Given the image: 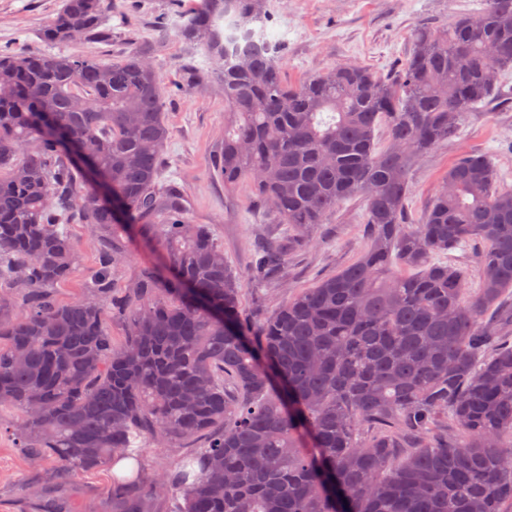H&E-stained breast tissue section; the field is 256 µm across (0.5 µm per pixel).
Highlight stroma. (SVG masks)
<instances>
[{"label": "stroma", "instance_id": "35a3bbf8", "mask_svg": "<svg viewBox=\"0 0 512 512\" xmlns=\"http://www.w3.org/2000/svg\"><path fill=\"white\" fill-rule=\"evenodd\" d=\"M487 4L488 0H267L269 30L283 47L284 76L290 81L354 63L389 75L411 49L413 26L441 28L459 14L475 18ZM62 5L63 0H0V46L51 52L42 30ZM189 6V0H114L104 22L111 41L78 40L68 49L107 62L123 48H149L150 61L170 92L165 113L171 134L163 151V179L179 189L193 223L213 227L238 278L243 313L260 320L365 251V203L359 195L344 201L325 223L315 226L309 242L290 244L281 272L261 280L253 277L259 244L287 242L288 230L272 223L259 208L249 182L225 186L214 166L231 116L224 110V91L208 75L204 58H196L194 69L184 65L177 22ZM161 21L168 27L162 41L156 38ZM497 96V105H481L468 113L451 143L414 163L407 201L410 217L425 209L449 164L467 151L490 154L505 183L512 186V72L501 77ZM69 232L79 259L69 277L54 288L56 300L63 304L86 298L102 247L92 225L75 223ZM124 252L125 259L113 266L111 274L118 293L129 289L144 264L165 259L157 243L139 239L125 244ZM15 419L14 412L0 413V512H109L111 461L62 477L54 463L33 466L16 449L10 434Z\"/></svg>", "mask_w": 512, "mask_h": 512}]
</instances>
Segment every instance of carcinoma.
Masks as SVG:
<instances>
[{"label": "carcinoma", "mask_w": 512, "mask_h": 512, "mask_svg": "<svg viewBox=\"0 0 512 512\" xmlns=\"http://www.w3.org/2000/svg\"><path fill=\"white\" fill-rule=\"evenodd\" d=\"M104 11L105 0H64L42 37L109 40ZM180 19L233 116L224 186L250 180L290 239L362 194L369 245L247 318L213 228L161 184L167 90L148 53L104 63L0 48V280L23 297H0V409L17 414V447L60 476L134 460L112 481L111 512H154L172 490L183 495L172 512H512V187L488 154H461L443 178L452 192L407 219L412 163L451 142L512 70V0H489L478 27L464 15L414 27L389 78L345 65L287 81L266 0H198ZM102 187L125 219L102 205ZM76 219L104 246L89 297L60 305L51 288L77 262ZM118 233L156 242L168 271L145 265L113 294ZM472 243L474 290L448 261ZM284 263L282 245L264 244L253 275ZM113 316L128 320L119 345ZM198 439L161 478L132 453Z\"/></svg>", "instance_id": "carcinoma-1"}]
</instances>
